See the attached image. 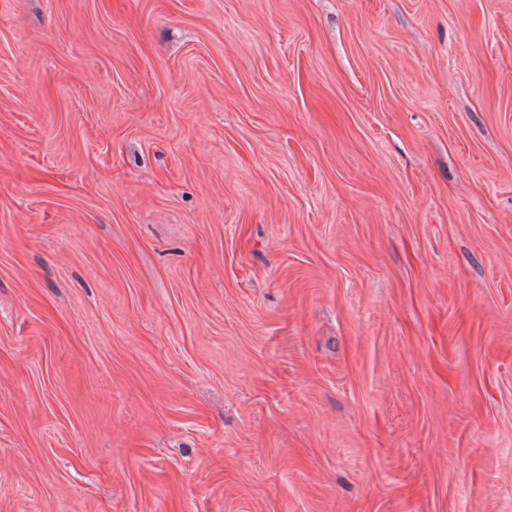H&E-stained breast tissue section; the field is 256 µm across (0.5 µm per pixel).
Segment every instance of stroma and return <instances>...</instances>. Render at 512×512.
Here are the masks:
<instances>
[{
	"instance_id": "stroma-1",
	"label": "stroma",
	"mask_w": 512,
	"mask_h": 512,
	"mask_svg": "<svg viewBox=\"0 0 512 512\" xmlns=\"http://www.w3.org/2000/svg\"><path fill=\"white\" fill-rule=\"evenodd\" d=\"M0 512H512V0H0Z\"/></svg>"
}]
</instances>
